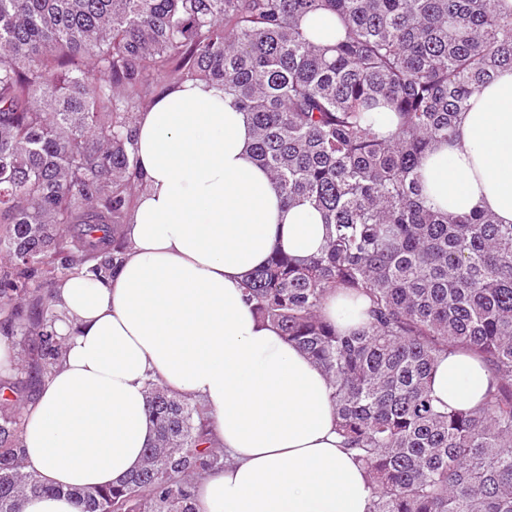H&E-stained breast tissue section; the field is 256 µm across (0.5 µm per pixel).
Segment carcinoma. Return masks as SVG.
<instances>
[{
    "mask_svg": "<svg viewBox=\"0 0 512 512\" xmlns=\"http://www.w3.org/2000/svg\"><path fill=\"white\" fill-rule=\"evenodd\" d=\"M502 0H0V334L37 336L34 381L61 363L55 295L67 272L121 262L136 193L132 135L155 76L224 87L247 112L255 162L284 200L331 226L304 261L274 252L246 301L326 374L368 512H512V224L434 209L420 168L461 138L459 114L512 69ZM336 16L333 46L299 20ZM394 114L378 130L379 113ZM368 301L348 333L328 294ZM36 305L28 314L23 300ZM465 350L490 382L475 408L431 395L436 358ZM155 440L118 486L74 490L82 512H197L224 467L198 400L146 382ZM22 414L0 400V512L48 493L21 456Z\"/></svg>",
    "mask_w": 512,
    "mask_h": 512,
    "instance_id": "carcinoma-1",
    "label": "carcinoma"
}]
</instances>
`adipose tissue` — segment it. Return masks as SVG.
<instances>
[{
	"label": "adipose tissue",
	"instance_id": "ef3b65f1",
	"mask_svg": "<svg viewBox=\"0 0 512 512\" xmlns=\"http://www.w3.org/2000/svg\"><path fill=\"white\" fill-rule=\"evenodd\" d=\"M463 138L434 143L421 174L436 207L512 224V70L461 116ZM136 196L115 273L58 281L62 362L23 410L22 455L52 486L21 512H79L70 488L120 484L154 437L145 384L203 401L222 469L196 481L199 512H367L364 468L342 446L323 372L257 319L243 290L275 250L305 259L326 243L321 213L286 202L251 154L245 112L222 88L168 87L133 126ZM489 382L467 353L435 361L431 391L481 403Z\"/></svg>",
	"mask_w": 512,
	"mask_h": 512
}]
</instances>
